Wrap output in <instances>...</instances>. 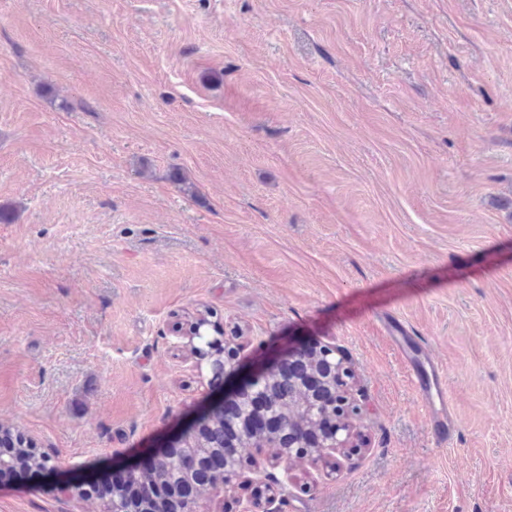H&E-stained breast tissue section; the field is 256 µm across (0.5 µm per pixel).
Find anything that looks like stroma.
<instances>
[{
  "label": "stroma",
  "mask_w": 512,
  "mask_h": 512,
  "mask_svg": "<svg viewBox=\"0 0 512 512\" xmlns=\"http://www.w3.org/2000/svg\"><path fill=\"white\" fill-rule=\"evenodd\" d=\"M0 427L61 480L164 447L243 369L343 351L364 444L276 512H512V0H0ZM447 373L435 445L389 323ZM210 328L214 329V325L211 324L208 315L204 312L197 313L185 334L188 339L187 346H189L190 352L195 358L200 361V364L204 360L209 361L214 375L222 378L224 376L227 381L231 375L236 374L238 359L235 355L225 356V341L223 342L222 330L218 337L208 339ZM195 340L201 345H196ZM204 347L208 349L206 350ZM217 349H220L221 352H216Z\"/></svg>",
  "instance_id": "obj_1"
}]
</instances>
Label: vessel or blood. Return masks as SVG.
<instances>
[{
    "instance_id": "1",
    "label": "vessel or blood",
    "mask_w": 512,
    "mask_h": 512,
    "mask_svg": "<svg viewBox=\"0 0 512 512\" xmlns=\"http://www.w3.org/2000/svg\"><path fill=\"white\" fill-rule=\"evenodd\" d=\"M393 343L414 376L421 402L429 415L434 440L441 445L447 443L457 423L448 403L443 369L432 359L420 358L421 344L416 337L403 334L394 337Z\"/></svg>"
}]
</instances>
